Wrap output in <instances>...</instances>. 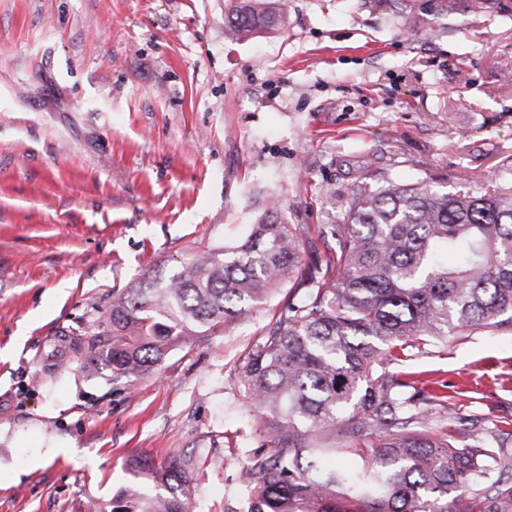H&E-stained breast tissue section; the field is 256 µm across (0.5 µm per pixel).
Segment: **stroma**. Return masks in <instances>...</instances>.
Masks as SVG:
<instances>
[{"mask_svg":"<svg viewBox=\"0 0 512 512\" xmlns=\"http://www.w3.org/2000/svg\"><path fill=\"white\" fill-rule=\"evenodd\" d=\"M229 0H0V512H89L129 459L188 460L195 512H251L273 447L240 366L288 298L135 383L80 367L113 291L277 204L313 259L364 162L471 191L512 161V14L432 0H288L237 42ZM332 195H324V188ZM471 432L512 422V331L400 363Z\"/></svg>","mask_w":512,"mask_h":512,"instance_id":"1","label":"stroma"}]
</instances>
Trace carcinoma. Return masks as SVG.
<instances>
[{
	"instance_id": "obj_1",
	"label": "carcinoma",
	"mask_w": 512,
	"mask_h": 512,
	"mask_svg": "<svg viewBox=\"0 0 512 512\" xmlns=\"http://www.w3.org/2000/svg\"><path fill=\"white\" fill-rule=\"evenodd\" d=\"M287 10L288 0H233L225 30L250 40ZM332 235L336 258L301 267L305 234L271 204L236 244L113 292L83 371L134 382L174 349L251 319L288 281L291 297L241 365L246 403L276 448L244 466L254 512H512V430L458 439L448 396L390 369L450 332L512 328V164L479 195L366 166ZM339 433L352 443L327 445ZM336 454L361 464L328 465ZM129 470L94 512H193L186 463L134 458Z\"/></svg>"
}]
</instances>
